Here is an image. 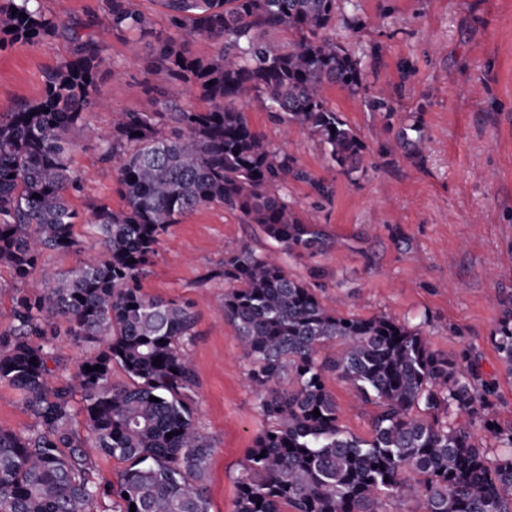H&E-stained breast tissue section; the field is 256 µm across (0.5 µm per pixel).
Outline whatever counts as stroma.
<instances>
[{
    "instance_id": "1",
    "label": "stroma",
    "mask_w": 512,
    "mask_h": 512,
    "mask_svg": "<svg viewBox=\"0 0 512 512\" xmlns=\"http://www.w3.org/2000/svg\"><path fill=\"white\" fill-rule=\"evenodd\" d=\"M336 38L368 63L367 96L336 85L326 91L330 109L365 145L352 176L331 168L316 141L283 129L253 97L240 101L251 125L327 188L321 196L292 180L282 189L294 214H317L329 246L312 259L284 253L281 262L342 315L384 314L420 328L431 349L497 383L498 422L512 426V381L489 341L503 302L512 299V264L503 260L512 251V0H353ZM101 40L112 67L97 87L109 108L90 118L99 138L79 139L70 157L84 183L71 199L81 252L45 253L44 263L60 272L99 257L88 226L94 207L124 205L113 168L100 159L113 113L150 106V50L131 55L126 34L109 30ZM71 52L60 36L1 43L0 112L39 98L45 73ZM381 90L393 98L392 116L368 104ZM411 124L423 136L414 156L399 142L400 129ZM243 243L260 253L277 248L239 213L220 204L199 208L168 227L142 282L147 294L194 304L196 420L213 444L210 512H234L240 465L268 426L246 381L236 332L224 319V285L206 280L225 252ZM326 386L343 429L370 438L375 405L361 403L335 375H327Z\"/></svg>"
}]
</instances>
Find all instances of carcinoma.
Returning <instances> with one entry per match:
<instances>
[{"label": "carcinoma", "instance_id": "obj_1", "mask_svg": "<svg viewBox=\"0 0 512 512\" xmlns=\"http://www.w3.org/2000/svg\"><path fill=\"white\" fill-rule=\"evenodd\" d=\"M38 2L0 0V35L32 44L64 36L73 53L46 74L40 98L0 113V266L16 282L0 329V383L20 392L31 419L25 432L0 428V512H98L107 500L112 512L132 504L135 512H210L212 444L194 420L189 350L196 315L188 303L147 295L142 279L168 226L214 203L290 253H322L321 225L294 215L274 188L290 179L319 194L325 186L272 147L238 102L251 95L274 121L306 131L349 177L364 144L325 91L367 90L366 65L333 37L337 0H157L170 34L156 30L138 0H102L101 20L83 26L48 16ZM98 24L135 34V53L148 41L164 85L145 84L153 108L116 113L102 139L101 161L113 166L124 206L93 211L100 258L56 273L44 253L80 249L69 204L82 190L69 166L72 132H91L88 117L103 106L97 77L112 66L86 32ZM269 30L296 39L278 46ZM181 35L218 49L190 55ZM187 83L207 108L181 105ZM421 139L419 126L402 128L410 153ZM215 278L227 286L224 320L270 421L242 464L235 512H382L383 499L413 495L423 512H512V426H498L494 387L477 371L388 316L329 310L306 282L247 244L225 253L202 284ZM61 333L102 347L71 373L53 353ZM489 340L512 380V303ZM116 366L127 381H113ZM329 373L376 405L370 438L340 428ZM476 424L501 452L475 443ZM92 450L125 463L116 481L99 482Z\"/></svg>", "mask_w": 512, "mask_h": 512}]
</instances>
